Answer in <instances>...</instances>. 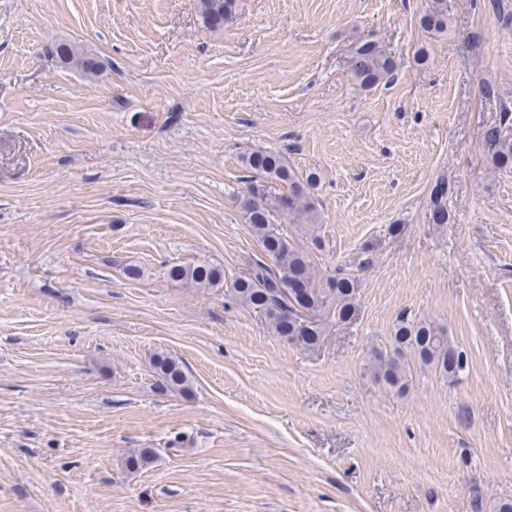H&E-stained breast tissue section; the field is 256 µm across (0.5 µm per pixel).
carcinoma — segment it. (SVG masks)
Here are the masks:
<instances>
[{
    "label": "carcinoma",
    "instance_id": "carcinoma-1",
    "mask_svg": "<svg viewBox=\"0 0 512 512\" xmlns=\"http://www.w3.org/2000/svg\"><path fill=\"white\" fill-rule=\"evenodd\" d=\"M202 23L209 29H222L237 20L236 0H199ZM451 18L450 0H432L420 23L427 31L443 34ZM50 55L68 66L87 74L97 71L100 62L84 50L65 42L49 50ZM352 74L364 90L386 85L394 77L396 64L373 38H362L352 47ZM504 113L501 125L486 130L484 138L492 150V164L503 168L512 163V141L503 135L504 125L511 120ZM242 163L251 173L246 191L238 197L240 209L263 252L273 265L262 260L253 262L249 271L232 282L233 303L262 315L275 336L301 346L321 341L328 322H346L359 309L360 279L342 268L332 274H321L314 265L311 249H322L317 234L321 214L316 206L318 179L315 174H298L282 153L263 148L246 152ZM448 182L435 180L429 195L426 218L430 224H448ZM288 218L297 235L307 243L297 244L275 217ZM168 276L193 288H212L224 279V270L206 262L173 265ZM432 368L444 378L453 380L467 364V355L448 335V328L430 318H398L392 336V350L374 347L370 351L368 369L373 380L388 391L404 395L412 381L411 363ZM151 372L164 391L185 393L190 379L182 362L165 351L150 356ZM156 459L153 450H133L125 460L127 470L137 472Z\"/></svg>",
    "mask_w": 512,
    "mask_h": 512
}]
</instances>
